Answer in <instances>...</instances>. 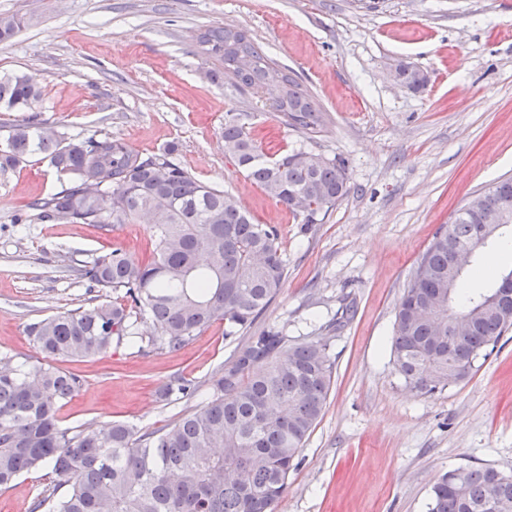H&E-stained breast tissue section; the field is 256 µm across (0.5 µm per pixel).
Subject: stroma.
<instances>
[{"label":"stroma","instance_id":"35a3bbf8","mask_svg":"<svg viewBox=\"0 0 512 512\" xmlns=\"http://www.w3.org/2000/svg\"><path fill=\"white\" fill-rule=\"evenodd\" d=\"M0 13L29 20L0 43V70L35 77L39 121L71 138L112 134L142 154L176 146L194 177L277 228L288 273L252 333L320 336L353 303L329 341L324 415L276 512H427L448 470H512V330L468 380L432 395L408 388L390 355L418 258L472 196L512 176V0H0ZM217 25L247 32L307 90L322 115L316 132L287 126L263 95L204 79L195 36ZM401 63L427 74L426 87L394 81ZM229 112L249 113L267 155L345 157L348 194L302 230L225 151ZM59 188L36 155L0 169V359L43 363L26 328L94 305L98 290L75 275L93 256L151 250L145 224L15 223ZM239 343L218 321L176 351L126 340L59 360L83 381L59 423L174 424L197 402L165 386L176 376L208 384ZM57 482L46 467L23 474L0 488V512H30Z\"/></svg>","mask_w":512,"mask_h":512}]
</instances>
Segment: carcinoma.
I'll use <instances>...</instances> for the list:
<instances>
[{
    "mask_svg": "<svg viewBox=\"0 0 512 512\" xmlns=\"http://www.w3.org/2000/svg\"><path fill=\"white\" fill-rule=\"evenodd\" d=\"M26 18L0 15V41ZM206 77H227L243 92H263L286 125L298 130L319 124L318 108L301 84L281 74L259 44L230 26H212L197 36ZM413 90L426 74L396 67ZM39 98L32 76L0 71V107L26 112ZM246 112H229L224 144L247 176L304 226L327 215L349 192L341 156L294 149L277 159L260 152L247 129ZM175 146L142 155L110 135L67 138L47 123L21 121L0 141V169L38 154L55 169L61 189L28 205L16 224H151L150 254L123 248L77 270L90 287L123 293L124 302L49 316L28 327L38 351L51 360L99 356L113 341L133 335L131 313L148 318L153 335L177 350L197 332L224 322V336L246 332L276 298L287 275L277 230L255 224L236 200L197 180L174 158ZM512 217V177L478 194ZM481 203L457 210L417 261L396 305L391 356L406 386L426 395L466 381L475 362L512 330V301L487 303L512 277L494 274V285L465 297L464 277L484 271L475 263L448 283V253L479 239ZM472 316L471 330L448 340L455 316ZM329 337L288 345L276 327L251 336L211 383V394L176 424L144 432L115 421L62 428L59 410L81 380L52 364L30 366L7 360L0 367V486L38 467H49L65 491L37 498L31 512H275L302 449L322 418L335 362ZM192 398L198 387L173 380L166 394ZM450 470L432 488L428 512H512V472L466 469L468 501L462 503Z\"/></svg>",
    "mask_w": 512,
    "mask_h": 512,
    "instance_id": "carcinoma-1",
    "label": "carcinoma"
}]
</instances>
